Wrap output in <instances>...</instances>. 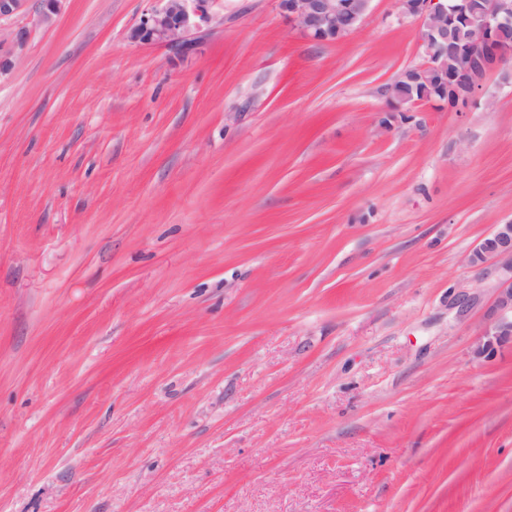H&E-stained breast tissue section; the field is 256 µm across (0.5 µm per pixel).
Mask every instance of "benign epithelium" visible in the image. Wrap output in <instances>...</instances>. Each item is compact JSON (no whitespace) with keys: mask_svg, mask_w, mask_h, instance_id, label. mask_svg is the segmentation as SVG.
Here are the masks:
<instances>
[{"mask_svg":"<svg viewBox=\"0 0 512 512\" xmlns=\"http://www.w3.org/2000/svg\"><path fill=\"white\" fill-rule=\"evenodd\" d=\"M27 0H0V23L18 14ZM162 6L146 13L132 30L130 39L145 44L186 46L185 37L211 21L212 0H160ZM371 0H279L291 23L317 42H336L356 32ZM399 19H411L423 48V62L407 68L397 80L425 82L440 73L445 78L448 110L458 111L482 89L486 77L512 61V44L498 38L499 30L512 23V0H481L479 16L473 17L470 0H397ZM472 27L469 44L460 49V64L448 70V36L459 28ZM12 48L0 56V77L15 64L16 52L28 39V30L19 27L10 34ZM396 83L386 88L393 112H409L425 103L423 99L400 98ZM497 263L500 287L496 306L499 319L487 332L496 339H512V220L495 225L470 255L469 262L480 266L487 260Z\"/></svg>","mask_w":512,"mask_h":512,"instance_id":"7a95c632","label":"benign epithelium"}]
</instances>
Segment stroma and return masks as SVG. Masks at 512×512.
<instances>
[{
	"label": "stroma",
	"mask_w": 512,
	"mask_h": 512,
	"mask_svg": "<svg viewBox=\"0 0 512 512\" xmlns=\"http://www.w3.org/2000/svg\"><path fill=\"white\" fill-rule=\"evenodd\" d=\"M63 0L0 78V512H512V64L393 112L395 0L307 39ZM160 8L146 13L132 30L130 39L145 44L185 48V37L211 21L212 0H157ZM494 259L500 273V287L496 301L499 319L486 333L497 340L512 339V220L495 226L470 255L472 266H480Z\"/></svg>",
	"instance_id": "stroma-1"
}]
</instances>
